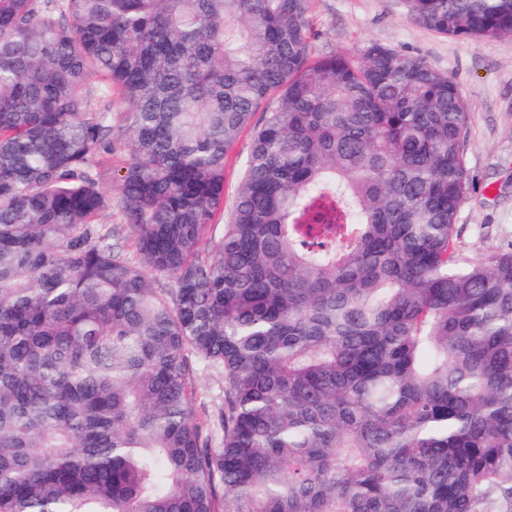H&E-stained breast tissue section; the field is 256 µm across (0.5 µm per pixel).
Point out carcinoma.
Returning <instances> with one entry per match:
<instances>
[{"label": "carcinoma", "mask_w": 512, "mask_h": 512, "mask_svg": "<svg viewBox=\"0 0 512 512\" xmlns=\"http://www.w3.org/2000/svg\"><path fill=\"white\" fill-rule=\"evenodd\" d=\"M307 10L0 0V512H512V248L454 243L465 96L378 44L311 58ZM409 11L512 35V0ZM253 125L240 133L224 161V222L228 208L241 181L244 162L249 152ZM226 206V208H225ZM196 392L198 401L209 410L222 404L224 401V379L215 369L201 366L196 379Z\"/></svg>", "instance_id": "1"}]
</instances>
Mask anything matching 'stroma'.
Masks as SVG:
<instances>
[{"label":"stroma","mask_w":512,"mask_h":512,"mask_svg":"<svg viewBox=\"0 0 512 512\" xmlns=\"http://www.w3.org/2000/svg\"><path fill=\"white\" fill-rule=\"evenodd\" d=\"M313 55L361 58L380 44L420 57L448 74L464 93L469 190L457 219V244L476 256L512 246V36L478 43L412 22L407 0H309Z\"/></svg>","instance_id":"stroma-1"}]
</instances>
